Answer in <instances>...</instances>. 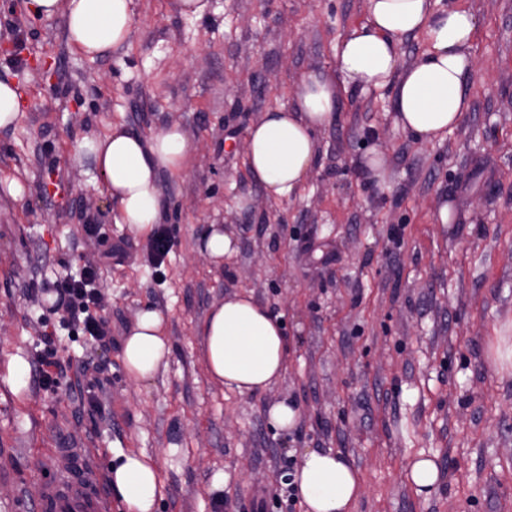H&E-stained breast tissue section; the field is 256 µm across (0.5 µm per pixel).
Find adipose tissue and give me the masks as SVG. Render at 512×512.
I'll list each match as a JSON object with an SVG mask.
<instances>
[{
	"instance_id": "obj_1",
	"label": "adipose tissue",
	"mask_w": 512,
	"mask_h": 512,
	"mask_svg": "<svg viewBox=\"0 0 512 512\" xmlns=\"http://www.w3.org/2000/svg\"><path fill=\"white\" fill-rule=\"evenodd\" d=\"M137 0H29L34 18L65 20L68 45L90 57L126 43ZM479 19L470 10L440 0H366V18L334 45L332 73L312 72L293 92V102L264 114L247 130L245 166L267 198L283 200L305 186L317 156V134L336 118L345 93L392 90L401 127L424 143L456 128L469 108L466 93ZM420 34L425 48L404 64L401 45ZM76 159L88 158L114 204L112 220L137 237L152 238L164 218L161 173L185 176L193 148L175 124L149 136L111 123L74 145ZM209 381L241 395L269 389L287 372L290 344L279 316L250 292L215 304L198 327ZM171 354L168 316L141 307L122 345L128 378L147 385ZM112 488L125 512H155L162 494L158 461L145 453L116 454ZM292 483L302 512H355L363 494L358 470L341 451L304 449Z\"/></svg>"
}]
</instances>
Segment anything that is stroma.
<instances>
[{"label":"stroma","mask_w":512,"mask_h":512,"mask_svg":"<svg viewBox=\"0 0 512 512\" xmlns=\"http://www.w3.org/2000/svg\"><path fill=\"white\" fill-rule=\"evenodd\" d=\"M455 2L480 17L460 125L422 143L397 125L391 91L344 95L305 188L276 202L245 167L246 131L328 68L365 0H209L201 18L139 0L129 45L92 59L68 46L63 18L0 0V23L25 30L20 47L0 36V78L27 102L0 129V512L50 478L40 458L53 448L94 449L106 468L118 451L157 457L158 512H288L284 478L307 448L342 451L358 469L356 512H512V370L490 356L512 325V0ZM115 120L143 136L180 125L194 147L187 175L159 178L172 247L158 266L73 156L77 137ZM371 149L385 185L361 163ZM213 224L237 246L219 267L198 248ZM118 243L127 258L100 269L112 343L70 336L24 297ZM242 290L282 316L291 346L284 378L244 396L208 384L196 333ZM147 304L170 313L172 353L143 387L127 379L121 346ZM42 318L58 327L66 376L45 391L28 370L12 391L7 362L32 361ZM89 358L105 366L99 413L79 407L87 380L75 367ZM282 400L301 418L277 436L267 409ZM420 454L442 477L428 496L405 472Z\"/></svg>","instance_id":"1"}]
</instances>
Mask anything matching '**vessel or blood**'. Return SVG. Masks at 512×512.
<instances>
[{
	"label": "vessel or blood",
	"mask_w": 512,
	"mask_h": 512,
	"mask_svg": "<svg viewBox=\"0 0 512 512\" xmlns=\"http://www.w3.org/2000/svg\"><path fill=\"white\" fill-rule=\"evenodd\" d=\"M69 470L40 482L33 512H112V498L98 457L82 448L69 451Z\"/></svg>",
	"instance_id": "obj_1"
}]
</instances>
